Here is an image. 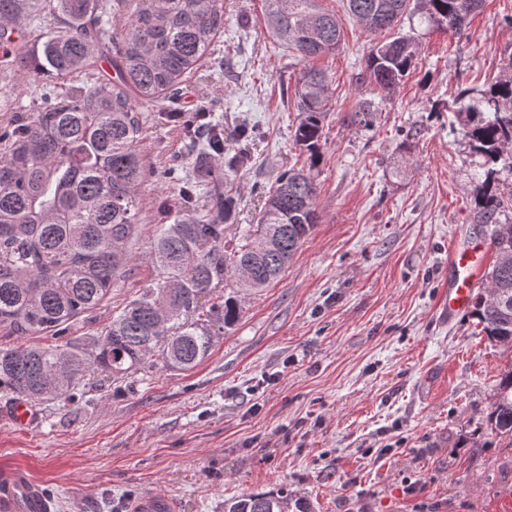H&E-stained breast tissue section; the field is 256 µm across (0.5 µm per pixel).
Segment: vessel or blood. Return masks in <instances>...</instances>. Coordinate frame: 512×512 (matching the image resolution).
I'll use <instances>...</instances> for the list:
<instances>
[{
    "mask_svg": "<svg viewBox=\"0 0 512 512\" xmlns=\"http://www.w3.org/2000/svg\"><path fill=\"white\" fill-rule=\"evenodd\" d=\"M490 254L488 243L453 242L448 251V295L442 311L455 319L470 306ZM56 504L27 470L0 472V512H55Z\"/></svg>",
    "mask_w": 512,
    "mask_h": 512,
    "instance_id": "b4317fda",
    "label": "vessel or blood"
}]
</instances>
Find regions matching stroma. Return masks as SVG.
<instances>
[{
	"mask_svg": "<svg viewBox=\"0 0 512 512\" xmlns=\"http://www.w3.org/2000/svg\"><path fill=\"white\" fill-rule=\"evenodd\" d=\"M343 20L336 54L315 60L328 77L318 183L319 222L264 291L247 296L235 327L207 358L135 381L101 372L72 399L33 404L29 426L11 419L0 391V468L26 467L56 512H128L153 490L174 512H222L225 498L286 488L313 512H512V440L487 421L512 348L481 333L472 314L444 320L448 245L488 240L473 219L477 159L460 133L455 100L479 93L512 49V0H484L461 36L404 21L416 64L387 97L365 69L375 36ZM262 0H224V31L187 77L174 112L201 102L213 121L254 131L251 161L231 174L237 228L255 223L264 192L290 166L301 67L262 26ZM48 74L0 72V135L40 105L41 93L79 84ZM376 111L373 128L353 121ZM181 122L145 113L131 263L67 338L92 342L139 288L161 278L147 260L160 225L193 207L168 171L190 181L204 158L185 152Z\"/></svg>",
	"mask_w": 512,
	"mask_h": 512,
	"instance_id": "obj_1",
	"label": "stroma"
}]
</instances>
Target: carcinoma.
Here are the masks:
<instances>
[{"label": "carcinoma", "instance_id": "obj_1", "mask_svg": "<svg viewBox=\"0 0 512 512\" xmlns=\"http://www.w3.org/2000/svg\"><path fill=\"white\" fill-rule=\"evenodd\" d=\"M417 2L424 19L453 33L466 30L483 0H345L348 17L374 34L392 32ZM123 12L125 0H56L51 32L39 47L28 44L27 23L47 0H0V69L73 76L88 59H109L115 77L99 85H73L12 130L0 152V328L22 340L0 349V390L38 403L63 395L87 372L125 380L161 364L190 370L200 364L219 333L233 328L242 299L270 286L313 232L319 216L312 168L320 159L323 121L330 110L325 75L310 66L341 44L342 21L321 0H264L263 25L303 64L294 90L299 123L294 142L310 157L309 169L282 172L269 191L253 229L224 250V231L236 200L224 178L247 161V127L233 132L211 124L192 150L210 159L204 187L188 184L191 198L203 189L207 214L161 225L148 259L161 268L160 282L142 289L112 317L103 336L85 349L71 341L27 345L29 336L55 337L95 310L112 292L130 261L129 240L138 228V193L147 173L137 148L142 113L179 89L224 30V0H147ZM124 18L119 40L110 20ZM419 52L411 36L375 44L366 69L376 88L392 92ZM462 137L480 158L481 184L474 219L491 226L495 260L483 274L487 287L473 298V313L487 338L512 347V191L501 188L512 173V52L499 76L480 96L459 95ZM236 285L224 301L198 317L202 297L226 277ZM492 429L512 436V369L498 384L488 415ZM224 512H310L288 491L256 492L224 500Z\"/></svg>", "mask_w": 512, "mask_h": 512}]
</instances>
